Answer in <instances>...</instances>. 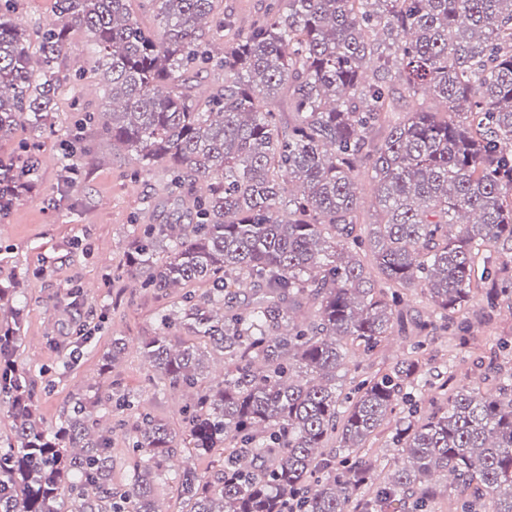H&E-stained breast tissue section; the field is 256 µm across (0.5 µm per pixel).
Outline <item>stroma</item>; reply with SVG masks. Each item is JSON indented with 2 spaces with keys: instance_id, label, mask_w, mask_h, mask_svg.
Returning a JSON list of instances; mask_svg holds the SVG:
<instances>
[{
  "instance_id": "35a3bbf8",
  "label": "stroma",
  "mask_w": 512,
  "mask_h": 512,
  "mask_svg": "<svg viewBox=\"0 0 512 512\" xmlns=\"http://www.w3.org/2000/svg\"><path fill=\"white\" fill-rule=\"evenodd\" d=\"M276 0H216L217 18L234 20V30L215 26L216 44L247 32L273 12ZM12 18L37 45L43 28L56 18V0H14ZM96 58L89 34L75 27L56 69L59 82L55 110L46 126L18 125L0 137V163L21 168L36 159L31 192L0 212V288L13 289L0 304V324L18 316L22 336L16 359L38 399L43 425L55 427L81 396H112L133 401L130 409L104 416L112 454V488L125 489L132 464L130 439L140 412L167 423L177 436V452L189 458L198 474L213 479L224 456H192L186 417L193 391L170 385L156 375L138 343L159 330L161 314L172 312L182 289L161 292L140 285L129 266L134 232L147 224L174 223L182 203L167 191V170L141 168L134 156L105 140L86 115L104 108ZM483 289H474L459 312L467 328L457 325L412 327L428 319L433 305L418 288L400 291L406 329L394 330L371 352L352 351L341 383L345 392L396 363L417 361V387L369 441L379 468L396 460L393 436L399 422L436 410L443 391L483 377L512 380V298L485 312ZM126 349L111 369L102 370L114 338Z\"/></svg>"
}]
</instances>
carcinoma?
<instances>
[{
    "mask_svg": "<svg viewBox=\"0 0 512 512\" xmlns=\"http://www.w3.org/2000/svg\"><path fill=\"white\" fill-rule=\"evenodd\" d=\"M129 2L57 0L59 21L34 51L0 5V136L45 125L54 63L69 29L84 28L107 99L102 135L145 167L166 165L174 192L207 186L189 223L148 227L131 251L146 287L211 285L141 341L151 368L173 385L204 379V347L172 343V326L234 365L189 418L192 452L224 449V474L178 469L184 512H349L377 482L380 507L403 512L410 500L419 512L437 494L436 475L450 491L489 498L492 512H512V393L452 390L445 407L396 428L397 464L382 475L361 450L415 386L417 363L364 381L347 406L338 385L349 348L371 352L403 327L388 286L423 288L443 321L479 281L490 309L512 297L509 269L475 268L481 246L512 252V0H283L218 59L204 28L215 0H142L159 36L132 21ZM215 62L223 93L202 104L173 91ZM398 86L446 110L409 112L375 143L369 134L395 111ZM283 93L288 125L264 105ZM361 167L377 212L365 228ZM248 289L247 307L224 313ZM303 299L314 314L296 324ZM0 331V395L14 431L0 451V512H161L156 478L176 453L168 426L149 416L136 424L131 481L112 493L101 400L78 399L44 427L16 360L20 328ZM336 438L338 461L327 452Z\"/></svg>",
    "mask_w": 512,
    "mask_h": 512,
    "instance_id": "carcinoma-1",
    "label": "carcinoma"
}]
</instances>
